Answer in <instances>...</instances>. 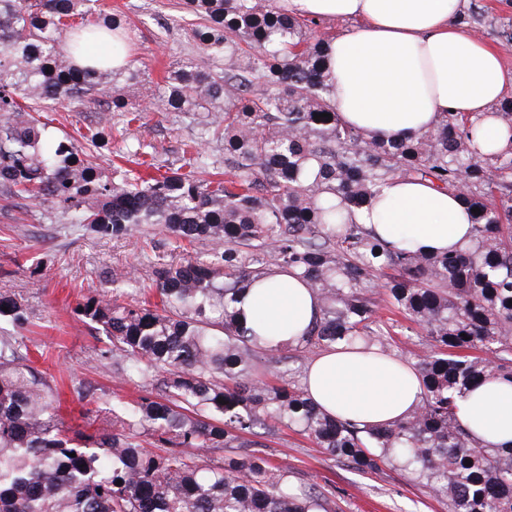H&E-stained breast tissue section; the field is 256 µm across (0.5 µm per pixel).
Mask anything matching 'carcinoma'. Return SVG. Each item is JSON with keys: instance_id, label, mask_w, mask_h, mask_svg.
I'll use <instances>...</instances> for the list:
<instances>
[{"instance_id": "cac0c4a2", "label": "carcinoma", "mask_w": 512, "mask_h": 512, "mask_svg": "<svg viewBox=\"0 0 512 512\" xmlns=\"http://www.w3.org/2000/svg\"><path fill=\"white\" fill-rule=\"evenodd\" d=\"M91 0H0V189L54 202L102 238L157 224L175 241H205L207 259L155 270L159 302L120 303L90 295L77 307L100 326L124 380L158 370L155 386L104 410L92 433L66 427L55 378L0 336V512H313L322 493H295L266 458L214 449L249 448L276 425L297 431L364 473L400 467L448 501V512H512V448H491L458 418L461 401L484 385L512 384V150L482 153L470 113L444 114L431 131L368 138L343 123L328 80V40L275 0H185L198 20L191 38L211 61L184 62L159 102L224 146V177L197 140L181 164L136 162L102 179L84 147L52 146L32 106L76 109L112 86L111 112L83 136L91 146L124 137L141 118L125 93L145 72L78 69L73 56L104 37L130 39L116 14L78 27ZM331 118L314 119L319 114ZM427 181L462 200L473 239L438 255L412 251L353 219L394 179ZM275 270H294L319 296L320 315L296 345L271 346L246 327L239 297ZM423 327L432 342L418 360L420 409L374 427L337 420L299 386L263 382L272 367L311 348L385 345L393 326L375 319L378 301ZM8 310H3V307ZM22 326L27 306L0 294V319ZM122 484H117V481Z\"/></svg>"}]
</instances>
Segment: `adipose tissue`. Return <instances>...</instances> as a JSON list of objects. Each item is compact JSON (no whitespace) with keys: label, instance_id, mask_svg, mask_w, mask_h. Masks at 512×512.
I'll use <instances>...</instances> for the list:
<instances>
[{"label":"adipose tissue","instance_id":"1","mask_svg":"<svg viewBox=\"0 0 512 512\" xmlns=\"http://www.w3.org/2000/svg\"><path fill=\"white\" fill-rule=\"evenodd\" d=\"M292 16L352 21L330 43L327 68L336 86L342 122L371 135L406 137L432 130L443 113L481 116L484 143L512 148L494 111L512 68L460 18L467 0H276ZM386 240L427 254L471 240V217L461 201L431 185L389 181L380 199L359 214ZM316 292L291 272L268 276L240 311L264 321L274 342L299 341L319 314ZM306 397L339 420L386 426L421 403L413 363L374 348L327 350L314 356L303 380ZM460 420L473 437L493 447L512 446V385L495 384L466 396Z\"/></svg>","mask_w":512,"mask_h":512}]
</instances>
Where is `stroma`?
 <instances>
[{
	"mask_svg": "<svg viewBox=\"0 0 512 512\" xmlns=\"http://www.w3.org/2000/svg\"><path fill=\"white\" fill-rule=\"evenodd\" d=\"M181 2L99 0L104 11H120L132 29L124 52L134 63L146 65L151 83L162 82L184 61L208 63L187 34L190 17ZM461 21L512 66V41L500 36L503 26L512 25L511 7L501 0H468ZM130 98L144 107L143 122L132 126L128 142L116 140L98 150L97 163L106 179L127 145L147 144L156 162L169 166L178 164L183 141L200 134L190 118L154 107L144 88H131ZM109 99L105 91L82 111H45L40 119L48 123L55 141L76 142L87 126L100 122ZM183 256V249L154 224L142 225L129 237L105 239L68 223L53 203L0 199V293L22 298L30 311L24 327L0 321V336L17 338L38 368L56 378L58 410L67 426L87 428L90 411L131 401L139 394L137 386L103 359L108 341L76 314L78 303L95 290L129 301L149 283L159 263L177 262ZM260 454L287 472L297 490L313 486L324 492L328 512H448L445 500L406 472H358L286 428L267 438Z\"/></svg>",
	"mask_w": 512,
	"mask_h": 512,
	"instance_id": "35a3bbf8",
	"label": "stroma"
}]
</instances>
